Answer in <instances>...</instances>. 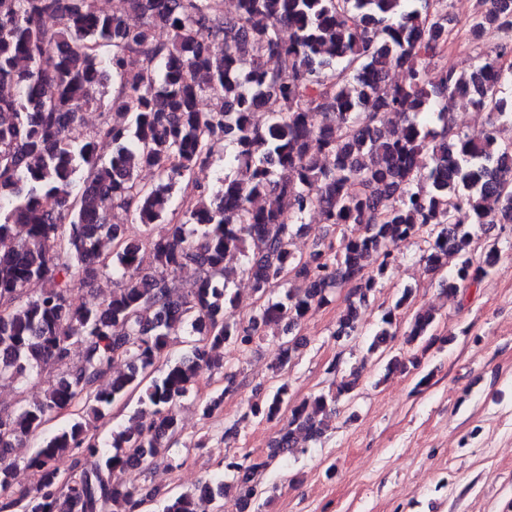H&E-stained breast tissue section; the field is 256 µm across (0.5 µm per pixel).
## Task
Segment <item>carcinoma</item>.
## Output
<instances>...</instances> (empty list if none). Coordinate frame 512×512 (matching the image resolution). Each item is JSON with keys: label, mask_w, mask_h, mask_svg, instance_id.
<instances>
[{"label": "carcinoma", "mask_w": 512, "mask_h": 512, "mask_svg": "<svg viewBox=\"0 0 512 512\" xmlns=\"http://www.w3.org/2000/svg\"><path fill=\"white\" fill-rule=\"evenodd\" d=\"M138 23L100 8L98 0H0V384L59 371L43 397L0 406V512H142L148 495L122 479L169 450L179 432L178 406L197 394L201 371L223 374L224 388L197 400L208 418L235 391L238 373L224 369L223 351L244 352L267 329L289 334L349 287L332 336L358 334L359 312L395 262L392 245L426 243L420 261L433 274L448 268L443 291L458 296L487 277L502 250L493 243L471 257L476 231L512 224V141L491 134L512 127V0L468 23V38L492 30L500 42L480 51L467 72L428 67L448 41V0H125ZM167 31L157 41L155 30ZM288 30V37L281 35ZM141 58L137 68L129 59ZM403 79L387 82L390 70ZM116 83L108 101L101 89ZM210 95L209 112L199 107ZM468 97L486 112L476 133L456 129L449 102ZM274 101L265 124L250 122L260 101ZM88 109L106 114L78 143L69 138ZM392 115L395 125L379 122ZM112 143V156L99 154ZM317 151H312V144ZM224 154V177L210 188L192 181L196 167ZM156 175L144 183L140 172ZM144 227L139 239L112 223L106 205ZM319 211L341 231L338 244L313 241L291 249L294 226ZM167 223L155 235L151 226ZM351 224L363 227L347 235ZM243 259L258 295L251 314L234 318L230 288ZM197 268L187 288L173 285ZM110 274L117 287L101 302L76 305L72 291ZM299 290L271 293L288 278ZM44 284L38 293L28 287ZM405 289L382 314L368 353L397 336ZM430 310L415 311L404 342L417 348L393 356L388 368L408 371L451 337L435 333ZM187 354L171 355L183 333ZM302 343L283 342L273 372L291 365ZM82 360L71 361L74 348ZM125 369L113 370L116 363ZM329 389L293 400L285 385L250 405L226 433L248 422L287 424L267 456L224 458V471L168 498L159 512H255L258 477L271 461L318 442L341 398L361 378L338 362ZM111 381L100 384L106 375ZM137 397L127 424L106 442L89 433L120 402ZM80 412L65 428L42 436L50 417ZM40 438L23 460L36 475L13 490L15 449ZM70 461L71 482L60 483Z\"/></svg>", "instance_id": "carcinoma-1"}]
</instances>
